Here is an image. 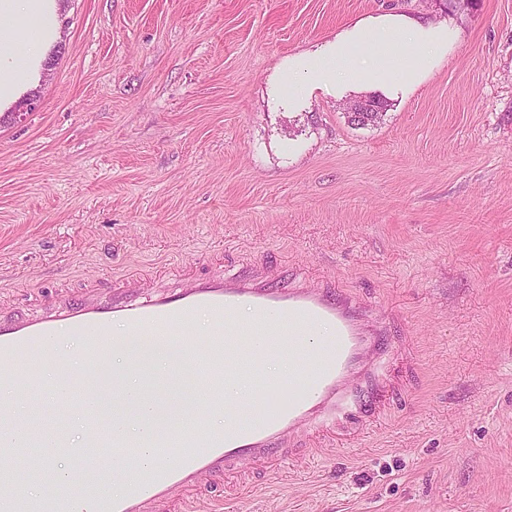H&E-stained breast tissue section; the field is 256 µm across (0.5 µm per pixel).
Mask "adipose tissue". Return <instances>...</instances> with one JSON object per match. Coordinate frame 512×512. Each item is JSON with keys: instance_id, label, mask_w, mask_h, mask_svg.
Returning a JSON list of instances; mask_svg holds the SVG:
<instances>
[{"instance_id": "obj_1", "label": "adipose tissue", "mask_w": 512, "mask_h": 512, "mask_svg": "<svg viewBox=\"0 0 512 512\" xmlns=\"http://www.w3.org/2000/svg\"><path fill=\"white\" fill-rule=\"evenodd\" d=\"M365 36L373 54L369 63H358L355 45L343 37L330 51L307 57L303 70L310 90L343 83L372 91L400 79L416 81L427 66V47L438 42L434 30L399 18L368 25ZM56 39V0H0V111L38 81ZM87 352L79 341L68 350H52L41 362L38 386L50 388L54 399L64 398L59 371L80 370Z\"/></svg>"}]
</instances>
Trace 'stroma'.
Returning <instances> with one entry per match:
<instances>
[{
	"instance_id": "stroma-1",
	"label": "stroma",
	"mask_w": 512,
	"mask_h": 512,
	"mask_svg": "<svg viewBox=\"0 0 512 512\" xmlns=\"http://www.w3.org/2000/svg\"><path fill=\"white\" fill-rule=\"evenodd\" d=\"M445 42L354 126L277 68L371 19ZM0 112V316L135 267L260 261L389 317L395 410L224 512H512V0H58Z\"/></svg>"
}]
</instances>
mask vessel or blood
<instances>
[{"instance_id": "1", "label": "vessel or blood", "mask_w": 512, "mask_h": 512, "mask_svg": "<svg viewBox=\"0 0 512 512\" xmlns=\"http://www.w3.org/2000/svg\"><path fill=\"white\" fill-rule=\"evenodd\" d=\"M247 309L254 320L239 324L236 315ZM214 316L209 337L193 350L210 395H219L224 383L250 376L259 399L276 390L262 370L264 354L273 352L271 339L289 335L287 354L298 359L297 383L303 394L284 402L250 426H238L220 435L159 436L165 448L154 478L129 487L118 497L71 491L60 512H202L206 503L223 505L239 487L250 484L256 472L273 475L296 458L321 452L325 441L339 433L361 429L369 417L386 406L394 347L386 335L385 318L352 292L324 282L297 284L285 276H270L253 264L233 273L188 276L179 288L168 287L159 276L127 274L118 286L103 292L90 289L75 301L53 295L46 304L14 319L0 317V455L31 471L43 470L44 439H65L56 423L44 422L35 433L16 430L14 406L4 396L13 392L18 366L37 345L61 338H91L86 371L70 385L66 403L82 402L88 433L80 450L84 468L99 470L111 456L112 470L135 453L102 418L93 400L110 393L104 357L112 343V327L124 325L135 339L175 336L189 329L199 311ZM325 338H316L321 326Z\"/></svg>"}]
</instances>
